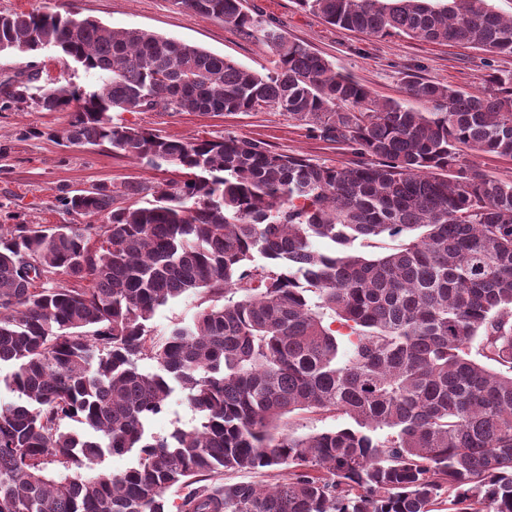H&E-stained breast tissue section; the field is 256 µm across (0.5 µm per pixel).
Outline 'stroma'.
I'll return each instance as SVG.
<instances>
[{"instance_id": "35a3bbf8", "label": "stroma", "mask_w": 512, "mask_h": 512, "mask_svg": "<svg viewBox=\"0 0 512 512\" xmlns=\"http://www.w3.org/2000/svg\"><path fill=\"white\" fill-rule=\"evenodd\" d=\"M289 39L308 45L331 60L337 70L368 86L383 99H404V78L413 74L465 91L485 85L492 72L512 74V55L491 56L474 47L419 41L405 35L375 37L338 29L302 10L296 0H246ZM40 9L70 11L112 28H141L201 47L261 74L272 70L276 57L259 42L222 22L197 15L176 0H0V14ZM39 69L43 76L66 74L76 85L93 79L83 70L64 69L54 52L33 57L0 54V81L16 72ZM120 122L162 137L193 141L218 140L231 133L266 143L278 153L299 154L315 162H350L351 155L335 142L310 132L271 107L251 112H122ZM70 119L66 112H41L29 107L0 112V216L15 214L22 224H73L76 216L59 209L60 187L80 189L107 182H148L162 172L98 148H65L54 131Z\"/></svg>"}]
</instances>
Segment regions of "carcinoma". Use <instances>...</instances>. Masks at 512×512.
<instances>
[{
	"mask_svg": "<svg viewBox=\"0 0 512 512\" xmlns=\"http://www.w3.org/2000/svg\"><path fill=\"white\" fill-rule=\"evenodd\" d=\"M244 2L178 0L269 46L266 74L144 29L0 14V52L53 50L96 78L21 73L0 112H68L58 142L182 174L61 190L84 224H0V384L19 398L0 402V512H512V178L476 162L512 158V75L474 92L409 75L419 111ZM297 3L348 31L512 55V17L487 0ZM263 106L353 159L113 116ZM386 236L405 241L359 253ZM184 294L206 306L154 341L157 310ZM177 391L197 422L150 432ZM300 412L353 425L298 435ZM107 454L137 463L109 474ZM268 471L272 487L229 479Z\"/></svg>",
	"mask_w": 512,
	"mask_h": 512,
	"instance_id": "cac0c4a2",
	"label": "carcinoma"
}]
</instances>
